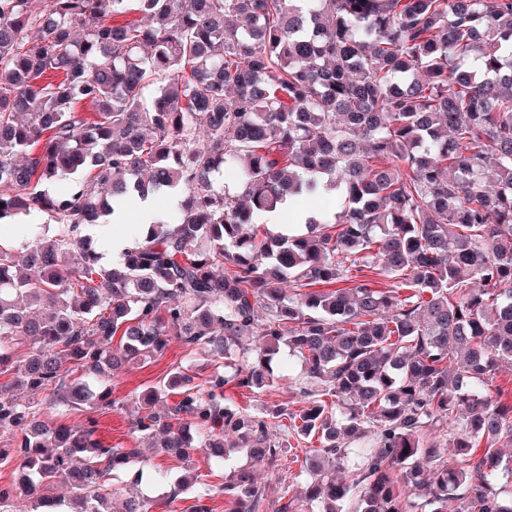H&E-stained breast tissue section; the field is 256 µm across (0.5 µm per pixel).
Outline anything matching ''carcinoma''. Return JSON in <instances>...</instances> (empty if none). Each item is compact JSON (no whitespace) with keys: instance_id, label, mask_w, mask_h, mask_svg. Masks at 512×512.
I'll return each mask as SVG.
<instances>
[{"instance_id":"cac0c4a2","label":"carcinoma","mask_w":512,"mask_h":512,"mask_svg":"<svg viewBox=\"0 0 512 512\" xmlns=\"http://www.w3.org/2000/svg\"><path fill=\"white\" fill-rule=\"evenodd\" d=\"M324 178V219L263 228L287 197L320 209ZM168 191L174 216L100 264L88 229ZM34 211L54 234L0 244V460L21 470L0 512H151L139 494L108 507L141 449L14 389L122 410L72 374L101 381L171 336L215 370L178 367L162 412L164 390L135 398L132 434L186 464L223 462L232 435L274 468L288 417L319 446L303 503L273 512H512L494 453L512 401L489 389L512 362V0H0V223ZM295 358L299 409L224 397ZM218 492L227 512L268 508L250 469Z\"/></svg>"}]
</instances>
